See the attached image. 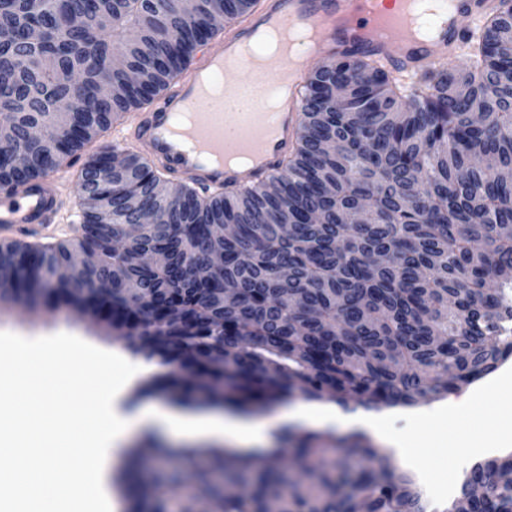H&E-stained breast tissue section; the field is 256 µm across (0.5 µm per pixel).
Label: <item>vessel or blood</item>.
<instances>
[{
	"mask_svg": "<svg viewBox=\"0 0 512 512\" xmlns=\"http://www.w3.org/2000/svg\"><path fill=\"white\" fill-rule=\"evenodd\" d=\"M451 7L430 39H418L412 28L414 0L386 8L382 0H263L261 11L227 32L215 49L186 63L156 107L132 113L122 142L163 167L173 178L203 191L246 188L279 173L299 130L301 91L306 66L278 59L265 66L242 58L259 32L274 21L313 30L311 58L354 54L387 60L394 71L433 72L456 57L463 41V18L476 19L490 0H450ZM447 56H440L438 48ZM238 57L240 77L228 84L224 99L214 100L203 76L222 71L225 57ZM288 87V98L275 118L262 108L267 90ZM193 119L178 124L184 111ZM247 162H238V155ZM65 175L55 172L0 196V237L53 224L63 202Z\"/></svg>",
	"mask_w": 512,
	"mask_h": 512,
	"instance_id": "b4317fda",
	"label": "vessel or blood"
}]
</instances>
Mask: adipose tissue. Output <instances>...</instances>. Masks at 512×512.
<instances>
[{
	"label": "adipose tissue",
	"instance_id": "obj_1",
	"mask_svg": "<svg viewBox=\"0 0 512 512\" xmlns=\"http://www.w3.org/2000/svg\"><path fill=\"white\" fill-rule=\"evenodd\" d=\"M10 357L14 371L0 370V455L9 460L0 469V512H99L108 458L129 424L112 405L123 389L107 377L78 397L52 371L88 357L108 369L119 353L61 343L15 348ZM481 393L476 387L444 405L458 420L453 444L467 455L501 441L495 433L480 437L469 428ZM282 420L316 430L362 429L401 451L411 445L407 437L387 433L378 414H350L332 403H295L284 408ZM177 421L189 437L215 435L240 451L270 445L265 423L232 413H186ZM63 459L69 469L60 468Z\"/></svg>",
	"mask_w": 512,
	"mask_h": 512
}]
</instances>
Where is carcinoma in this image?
<instances>
[{"mask_svg": "<svg viewBox=\"0 0 512 512\" xmlns=\"http://www.w3.org/2000/svg\"><path fill=\"white\" fill-rule=\"evenodd\" d=\"M257 0H0V191L74 158L114 121L151 103L215 28ZM512 0L468 35V63L416 85L373 60L338 56L308 79L296 147L278 175L203 195L136 153L106 148L80 174L78 246L0 241V303L62 306L169 368L138 393L259 415L289 400L349 412L428 404L512 353ZM124 52L126 70L102 73ZM81 84L118 91L82 100ZM348 81L339 109L329 88ZM42 128V137L28 136ZM158 223L133 224L130 195ZM231 232L217 237L212 225ZM122 238L124 250L112 247ZM89 261L66 289L47 287ZM163 252L166 263L140 256ZM112 282L102 289L98 283ZM327 436L302 433L271 456L157 448L173 469L128 493V512H428L392 453L359 441L318 458ZM208 457L200 469L196 460ZM457 502L512 512V457L476 463Z\"/></svg>", "mask_w": 512, "mask_h": 512, "instance_id": "cac0c4a2", "label": "carcinoma"}]
</instances>
